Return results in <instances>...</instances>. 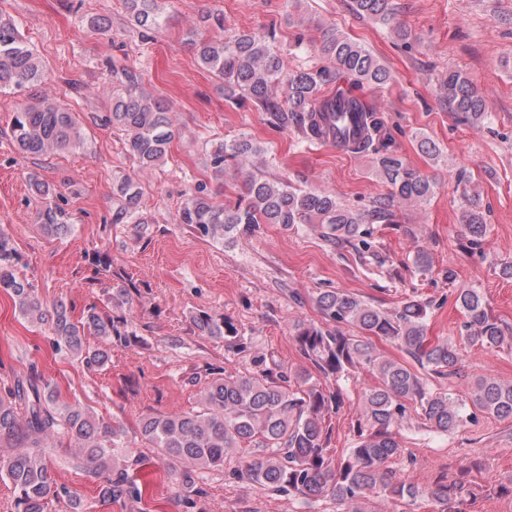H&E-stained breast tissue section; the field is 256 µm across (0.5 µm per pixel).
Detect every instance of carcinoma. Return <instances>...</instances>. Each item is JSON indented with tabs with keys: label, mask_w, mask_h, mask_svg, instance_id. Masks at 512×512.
I'll return each mask as SVG.
<instances>
[{
	"label": "carcinoma",
	"mask_w": 512,
	"mask_h": 512,
	"mask_svg": "<svg viewBox=\"0 0 512 512\" xmlns=\"http://www.w3.org/2000/svg\"><path fill=\"white\" fill-rule=\"evenodd\" d=\"M135 29L162 26L154 0H122ZM357 15L390 26L400 39L406 29L394 22L388 0H353ZM200 64L224 81V97L233 102L249 99L270 114L279 129L296 132L306 141L341 137L352 152L376 155L374 172L390 188L389 197L377 199L363 212L353 210L323 191H305L284 181H271L249 170L244 175L245 193L233 205L213 201L207 183L199 182L178 211L176 221L191 227L204 239L234 241L255 231L260 224L286 228L310 224L336 247L356 250L370 247L366 222L394 223L392 203L422 204L437 193V184L410 167L385 142L384 123L376 111L350 93L329 94L325 88L344 78L355 88L384 86L389 70L364 46L333 29L325 33L318 52L327 65L285 71L284 61L267 37L242 32L228 39H191ZM124 91L112 93L111 112L105 121L126 135V151L140 170L161 162L178 130L162 100L145 92L138 78L126 68L112 69ZM44 70L25 42L14 18L0 11V93L33 87ZM448 108L472 123L488 117L486 103L472 79L463 71H448L445 84ZM24 157L62 153L83 145L77 113L46 98H36L14 112L7 133ZM261 152L249 139L221 143L210 151L215 179L224 177V163L243 161ZM465 176L458 177L464 200L461 223L468 245L481 246L487 234V213L471 197ZM117 195L120 204L112 212L114 224H142L136 217L140 190L123 179ZM70 213L51 201L42 212L41 232L52 238L70 234ZM19 254L12 240L0 233V292L8 294L28 321L48 327L49 343L88 369L110 362L107 346L112 337L127 335V325L90 305L73 320L61 301L47 306L28 280L16 275ZM327 322L347 324L358 334L315 323L295 325V339L303 357L325 376H342L352 369L373 374L379 385L364 391L358 412V439L346 454H329L325 416L341 407V393H326L308 374L288 383L287 373H210L197 405L189 411L147 414L140 418L138 439L144 448H155L167 461L166 478L177 496L195 507L204 475L224 469V461L240 459V478L295 498L329 499L348 507V512H382L384 500H415L426 496L440 506L438 512H457L464 484L437 480L420 489L395 478L390 460L402 454L393 429L401 425L406 404L413 403L429 427L454 432L465 426V403L450 392L432 388L429 379H451L460 374L461 358L448 340L427 336L429 304L406 300L396 310H382L349 292L324 291L316 297ZM465 318V339L472 346L495 351L512 344V330L489 312L476 288H462L457 297ZM206 336L232 334L224 316L200 312L193 316ZM99 338L90 345L86 336ZM393 342L403 355L392 359L381 354L373 339ZM472 406L498 418H512V383L493 376L477 379L471 387ZM67 448L64 463L85 473L97 484V503L122 512H150V497L136 474L145 455L134 449L120 420L97 416L80 401L60 399L53 379L36 371L0 380V479L8 482L14 512H47L53 502H68L74 512H85L81 497L57 483L50 459L52 448ZM247 448H259L257 457Z\"/></svg>",
	"instance_id": "1"
}]
</instances>
